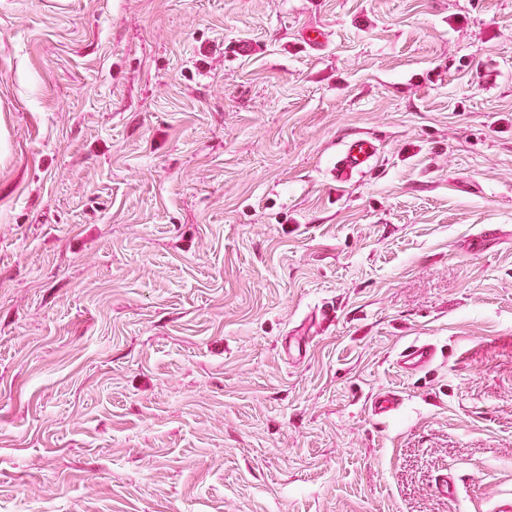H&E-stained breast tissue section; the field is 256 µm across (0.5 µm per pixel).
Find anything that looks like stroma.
Wrapping results in <instances>:
<instances>
[{"label": "stroma", "instance_id": "1", "mask_svg": "<svg viewBox=\"0 0 512 512\" xmlns=\"http://www.w3.org/2000/svg\"><path fill=\"white\" fill-rule=\"evenodd\" d=\"M507 498L512 0H0V512ZM378 147L370 138L357 136L344 143L331 170L337 183H346L363 173L375 159ZM434 356L435 350L432 345L416 340L406 344L399 351L397 364L402 371L412 373L430 364Z\"/></svg>", "mask_w": 512, "mask_h": 512}]
</instances>
